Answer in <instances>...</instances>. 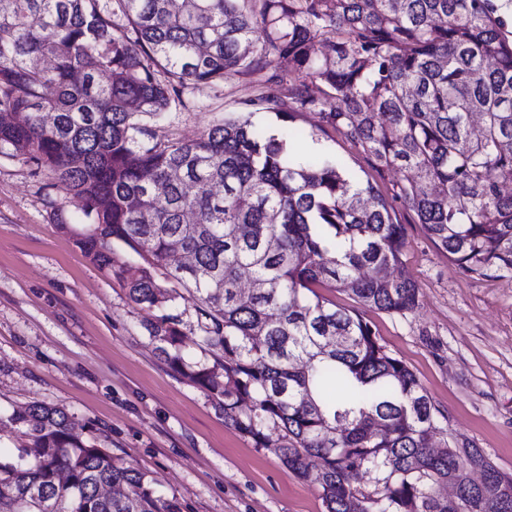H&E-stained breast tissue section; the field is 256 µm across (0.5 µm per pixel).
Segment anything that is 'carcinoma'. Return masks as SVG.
I'll list each match as a JSON object with an SVG mask.
<instances>
[{"mask_svg":"<svg viewBox=\"0 0 512 512\" xmlns=\"http://www.w3.org/2000/svg\"><path fill=\"white\" fill-rule=\"evenodd\" d=\"M286 72L297 107L377 172L403 173L393 200L338 158L293 159ZM235 76L261 86L254 110L156 139L186 86ZM2 113L0 158L77 203L58 226L149 313L158 356L255 447L281 432L275 455L325 512H456L435 489L450 477L466 512H512V476L474 442L426 447L447 434L440 411L362 312L418 306L394 200L461 273L512 275V34L495 0H0ZM183 290L211 365L182 355ZM7 421L23 441L0 454V512H182L64 409L33 403ZM471 464L483 485L464 478ZM358 473L372 486L360 498Z\"/></svg>","mask_w":512,"mask_h":512,"instance_id":"carcinoma-1","label":"carcinoma"}]
</instances>
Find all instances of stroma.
Returning <instances> with one entry per match:
<instances>
[{"label": "stroma", "instance_id": "1", "mask_svg": "<svg viewBox=\"0 0 512 512\" xmlns=\"http://www.w3.org/2000/svg\"><path fill=\"white\" fill-rule=\"evenodd\" d=\"M258 92L249 76L191 85L155 132L195 139ZM318 123L316 112L300 111L291 125L392 196L399 172H375L352 141ZM57 205L75 212L23 160L0 159V417L33 402L64 408L75 433L145 472L183 512H324L312 483L226 425L198 385L164 364L141 326L144 311L59 228ZM400 220L418 306L365 317L441 411L442 427L512 475V278L463 275L421 225Z\"/></svg>", "mask_w": 512, "mask_h": 512}]
</instances>
